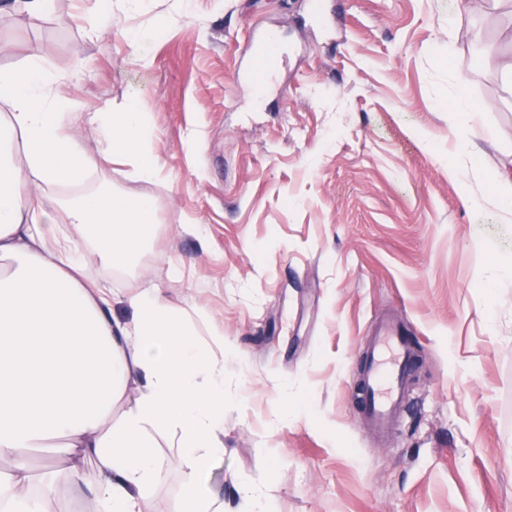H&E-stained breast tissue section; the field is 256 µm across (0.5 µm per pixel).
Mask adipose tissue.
Wrapping results in <instances>:
<instances>
[{"label": "adipose tissue", "mask_w": 512, "mask_h": 512, "mask_svg": "<svg viewBox=\"0 0 512 512\" xmlns=\"http://www.w3.org/2000/svg\"><path fill=\"white\" fill-rule=\"evenodd\" d=\"M0 512H44L54 484L21 490L24 453L54 446L79 479L98 472L103 512H142L163 477L156 436H180L184 480L171 512H223L208 475L224 453V368L206 354L184 310L157 288L132 298L131 321L113 319L106 287L87 266H129L151 236L157 202L106 191L44 204L46 189L83 183L123 158L151 181L157 161L139 112H94L98 157L71 131L76 104L38 56L25 71L0 68ZM24 152H17V141ZM69 225L58 234L56 227ZM135 391L133 407L114 405Z\"/></svg>", "instance_id": "adipose-tissue-1"}]
</instances>
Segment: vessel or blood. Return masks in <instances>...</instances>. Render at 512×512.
Segmentation results:
<instances>
[{"label":"vessel or blood","mask_w":512,"mask_h":512,"mask_svg":"<svg viewBox=\"0 0 512 512\" xmlns=\"http://www.w3.org/2000/svg\"><path fill=\"white\" fill-rule=\"evenodd\" d=\"M411 365L403 327L395 320H380L366 351L363 385L364 417L378 432H387L402 405Z\"/></svg>","instance_id":"b4317fda"}]
</instances>
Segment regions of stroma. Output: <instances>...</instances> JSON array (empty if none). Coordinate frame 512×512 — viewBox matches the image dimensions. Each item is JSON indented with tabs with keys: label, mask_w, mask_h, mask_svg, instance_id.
Returning a JSON list of instances; mask_svg holds the SVG:
<instances>
[{
	"label": "stroma",
	"mask_w": 512,
	"mask_h": 512,
	"mask_svg": "<svg viewBox=\"0 0 512 512\" xmlns=\"http://www.w3.org/2000/svg\"><path fill=\"white\" fill-rule=\"evenodd\" d=\"M54 0L26 25L0 19V67L36 52L82 112L131 106L156 179L121 163L87 182L158 202L129 267L99 264L114 318L163 289L224 361V456L210 484L226 512L237 485L276 512H512V223L464 204L455 135L484 129L470 164L488 186L512 166V9L480 0ZM480 29L481 44L468 32ZM273 32L257 90L248 45ZM473 103L461 121L456 88ZM188 222L200 234L183 233ZM389 316L419 344L402 415L385 436L360 420L363 353ZM223 330L216 339L215 330ZM147 496L170 512L182 488L176 436ZM60 472L48 512H100L52 449H31L27 488Z\"/></svg>",
	"instance_id": "35a3bbf8"
}]
</instances>
